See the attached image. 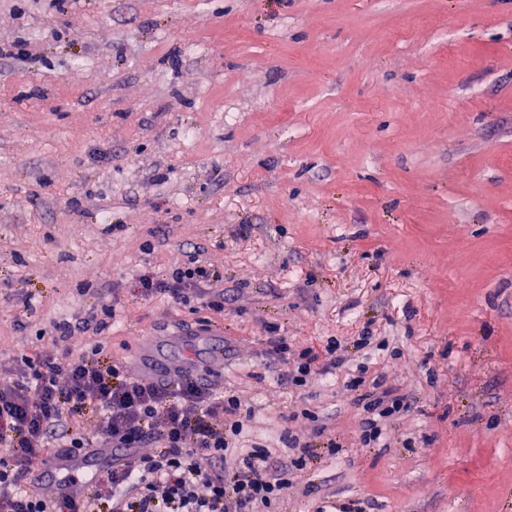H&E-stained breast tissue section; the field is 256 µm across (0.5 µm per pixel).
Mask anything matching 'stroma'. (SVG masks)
Segmentation results:
<instances>
[{
    "mask_svg": "<svg viewBox=\"0 0 512 512\" xmlns=\"http://www.w3.org/2000/svg\"><path fill=\"white\" fill-rule=\"evenodd\" d=\"M16 42L0 361L112 304L73 349L191 351L253 412L236 447L310 444L275 512H512V0H0ZM200 247L205 331L131 289ZM272 325L343 366L288 384ZM357 376L411 403L370 448Z\"/></svg>",
    "mask_w": 512,
    "mask_h": 512,
    "instance_id": "1",
    "label": "stroma"
}]
</instances>
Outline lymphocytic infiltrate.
I'll return each instance as SVG.
<instances>
[{
    "mask_svg": "<svg viewBox=\"0 0 512 512\" xmlns=\"http://www.w3.org/2000/svg\"><path fill=\"white\" fill-rule=\"evenodd\" d=\"M134 288L147 298L224 310V277L200 249L165 273L139 275ZM115 315L108 305L101 316L55 323L62 353L24 354L0 366L10 378L0 384V512H271L303 458L278 467L266 449H234L245 421L239 398L202 382L193 369L148 381L127 375L100 343L78 354L68 349L75 334L104 331ZM264 354L282 363L297 387L343 363L332 340L318 353L271 336ZM362 402L367 446L377 443L385 421L410 408L392 389L365 394ZM88 410L99 414L101 437L116 452L111 469L62 501L46 485L27 484L31 466L53 448L67 458L90 448L81 421Z\"/></svg>",
    "mask_w": 512,
    "mask_h": 512,
    "instance_id": "lymphocytic-infiltrate-1",
    "label": "lymphocytic infiltrate"
}]
</instances>
